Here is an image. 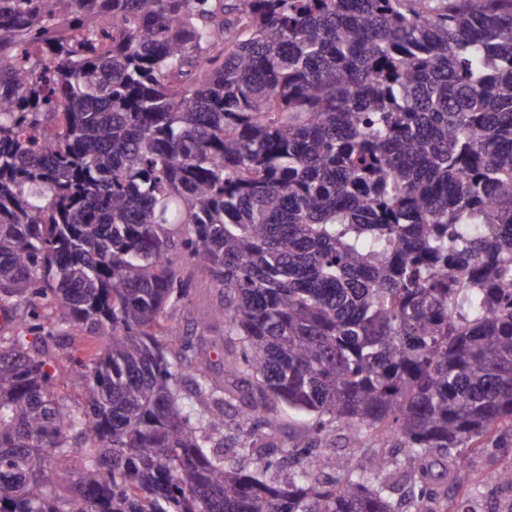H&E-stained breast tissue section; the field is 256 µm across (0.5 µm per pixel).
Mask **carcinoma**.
Listing matches in <instances>:
<instances>
[{"mask_svg":"<svg viewBox=\"0 0 512 512\" xmlns=\"http://www.w3.org/2000/svg\"><path fill=\"white\" fill-rule=\"evenodd\" d=\"M180 255L256 381L230 445L208 351L159 340ZM0 294V512H398L392 447L438 496L433 453L512 447V0H0ZM336 428L378 448L340 480ZM107 342V336H100L85 327H68L49 345L44 357L53 365L62 366L70 357L86 360L94 353L102 352ZM83 390V378L79 375H69L59 380L54 389L56 396L68 405L80 402ZM281 425L277 433V443L282 449L291 447L296 435L309 422L308 417L300 416L287 411H280Z\"/></svg>","mask_w":512,"mask_h":512,"instance_id":"obj_1","label":"carcinoma"}]
</instances>
